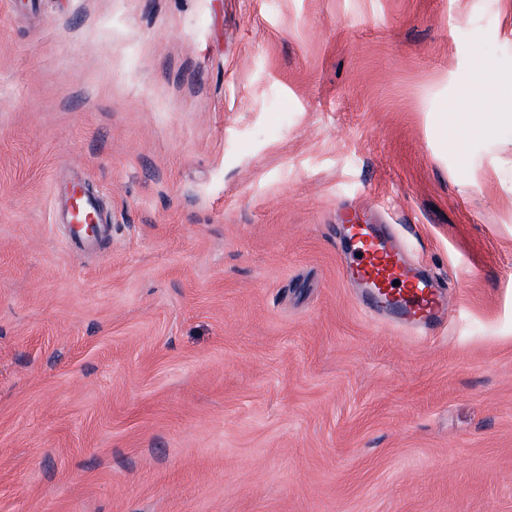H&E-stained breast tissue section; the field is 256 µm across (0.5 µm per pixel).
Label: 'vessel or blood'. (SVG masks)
I'll list each match as a JSON object with an SVG mask.
<instances>
[{
    "mask_svg": "<svg viewBox=\"0 0 512 512\" xmlns=\"http://www.w3.org/2000/svg\"><path fill=\"white\" fill-rule=\"evenodd\" d=\"M70 205L81 214L98 212V200L86 193L82 183L64 189ZM345 235L352 249L345 259L343 273L366 290L367 304L394 313L405 325L422 328L440 318L444 297L431 279L411 267L403 251L382 230L368 224L348 222Z\"/></svg>",
    "mask_w": 512,
    "mask_h": 512,
    "instance_id": "1",
    "label": "vessel or blood"
}]
</instances>
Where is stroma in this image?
<instances>
[{"mask_svg":"<svg viewBox=\"0 0 512 512\" xmlns=\"http://www.w3.org/2000/svg\"><path fill=\"white\" fill-rule=\"evenodd\" d=\"M37 2L0 0V512H512V105L448 112L512 91V0ZM349 213L440 324L367 311ZM501 95L502 91L496 83L487 82L481 85L476 92L464 91L459 103L452 106L451 113H454L453 116L466 120L470 133H478L492 119L493 113H496L495 109L502 99ZM474 98L479 100L481 104L479 108L469 107L468 103L472 102ZM67 197L70 204V212L72 213L73 206L75 205L79 206L80 213L83 215H92L99 211L98 199L85 193V188L81 182H74L63 191V215L65 221H67L65 216Z\"/></svg>","mask_w":512,"mask_h":512,"instance_id":"35a3bbf8","label":"stroma"}]
</instances>
